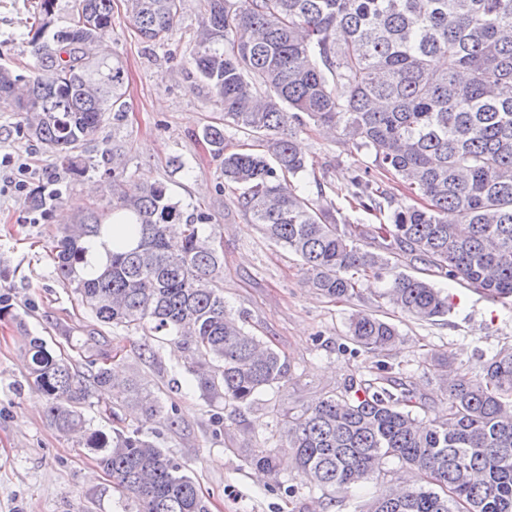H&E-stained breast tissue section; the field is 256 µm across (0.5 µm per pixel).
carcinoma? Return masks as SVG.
I'll return each instance as SVG.
<instances>
[{
    "instance_id": "1",
    "label": "carcinoma",
    "mask_w": 512,
    "mask_h": 512,
    "mask_svg": "<svg viewBox=\"0 0 512 512\" xmlns=\"http://www.w3.org/2000/svg\"><path fill=\"white\" fill-rule=\"evenodd\" d=\"M149 45L180 22L182 0H124ZM192 53L224 123L203 138L221 160L232 203L265 239L294 252L326 297H351L360 278L384 283L382 299L418 320L448 314V295L400 270L407 257L512 302V0H207ZM56 0H40L28 76L0 66V109L25 114L23 131L81 177V149L107 117L127 109L122 63L93 59L112 32V0H73L72 25L44 40ZM310 122L339 131L346 144L374 155L351 182L355 208L380 220L388 253L361 248L368 231L338 218L287 177L313 175L293 142ZM264 143L262 152H228L225 128ZM398 177L409 203L394 205L371 171ZM117 187L106 210L89 209L56 230L51 253L58 278L78 291L103 325L173 336L188 372L210 403L249 404L288 383V365L263 347L224 301L221 256L204 212L186 213L168 185ZM351 340L387 355L399 333L357 313ZM90 370L32 336L29 378L47 397L46 419L76 435L139 512H208L182 465L139 428L108 434L83 408L116 390L112 356L88 337ZM448 412L428 424L412 416L408 389L368 386L364 396H328L298 417L283 414L285 447L299 472L320 488L348 490L396 459L438 490L405 488L371 501L367 512H512V348L485 374L448 377L434 360ZM124 403L174 427L177 407L129 380ZM247 464L273 472V451L255 448Z\"/></svg>"
}]
</instances>
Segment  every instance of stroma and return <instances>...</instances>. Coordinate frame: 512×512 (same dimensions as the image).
<instances>
[{"label": "stroma", "mask_w": 512, "mask_h": 512, "mask_svg": "<svg viewBox=\"0 0 512 512\" xmlns=\"http://www.w3.org/2000/svg\"><path fill=\"white\" fill-rule=\"evenodd\" d=\"M38 0H0V65L29 74L32 16ZM204 16V0H182L181 24L164 44L142 42L126 13L124 0H112V32L104 37L110 57L126 70L125 118L105 123L85 145V177L73 176L27 137L19 112H0V155L26 165L29 186L59 191L60 203L48 212L31 211L25 194L0 192V512H138L133 494L114 489L112 478L95 455L65 439L48 424L46 399L27 379V337L43 338L55 351L71 356L90 331L111 349L122 376L135 378L178 408L170 428L146 418L105 395L91 399L86 416L104 431L140 428L177 459L194 479L209 512H363L375 496L410 481L400 462L388 461L366 483L349 490L321 489L295 469L289 449L281 445L280 414L299 416L320 398L345 396L363 387L386 364L389 376L413 388L414 415L440 417L446 404L434 358L448 356L452 368L471 378L485 374L487 361L512 346V308L503 307L461 280L417 263L408 274L443 288L452 304L448 316L431 323L393 309L378 288L361 280L352 298L335 302L306 287L299 258L267 242L258 225L233 204L224 176L201 131L222 121L189 62L194 35ZM296 142L317 183L309 195L324 193L344 209L350 223L371 224L368 214L350 208L346 195L359 169L373 157L356 152L337 135L309 124ZM120 155L127 180L167 183L186 212L202 210L216 226L223 257L220 276L224 299L240 313L246 327L288 363V384L257 394L246 405L209 404L186 370L185 356L172 337L159 339L142 330L101 326L74 288L64 286L50 250L64 217L78 208H104L112 201V155ZM184 162V170L172 159ZM362 311L394 324L400 342L388 356L359 351L348 336V319ZM223 424H214L215 414ZM278 449L280 470L270 476L248 466L254 448Z\"/></svg>", "instance_id": "stroma-1"}]
</instances>
